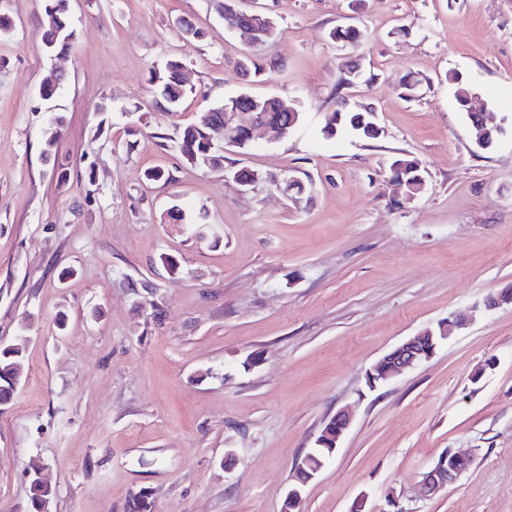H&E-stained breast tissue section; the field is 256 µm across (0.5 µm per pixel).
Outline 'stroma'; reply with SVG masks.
<instances>
[{"mask_svg": "<svg viewBox=\"0 0 512 512\" xmlns=\"http://www.w3.org/2000/svg\"><path fill=\"white\" fill-rule=\"evenodd\" d=\"M240 7L274 19V44L227 29L212 0H69L76 37L50 55L42 0H0V342L27 340L0 406V512H30L35 462L49 512H130L142 489L149 512H282L296 460L341 409L353 422L301 512H379L391 493L403 512H512V305H484L512 289V0ZM339 24L363 41L331 42ZM245 55L259 74L238 69ZM170 59L193 88L174 112L149 82ZM351 60L369 84L339 86ZM55 68L68 83L41 99ZM455 72L505 130L490 149L455 105ZM243 92L304 123L226 148L225 167L295 176L300 201L174 147L175 127ZM340 99L372 106L383 136L322 138ZM397 156L419 162L421 193L393 180ZM158 165L168 179L147 181ZM452 314L467 324L429 360L368 387L382 356ZM450 449L469 469L416 498Z\"/></svg>", "mask_w": 512, "mask_h": 512, "instance_id": "obj_1", "label": "stroma"}]
</instances>
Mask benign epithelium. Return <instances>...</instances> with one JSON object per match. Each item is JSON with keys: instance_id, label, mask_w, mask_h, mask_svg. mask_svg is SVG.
<instances>
[{"instance_id": "7a95c632", "label": "benign epithelium", "mask_w": 512, "mask_h": 512, "mask_svg": "<svg viewBox=\"0 0 512 512\" xmlns=\"http://www.w3.org/2000/svg\"><path fill=\"white\" fill-rule=\"evenodd\" d=\"M69 31L70 26L66 22H58L56 41L45 44V51L51 54L64 43L71 41L68 37ZM240 99L243 108L225 113L224 124L228 126L240 122L246 125L252 138L258 142L265 139L272 130L281 136L286 135L297 121L296 113L289 108L286 109L285 114L273 121L267 114L252 106L250 96L242 95ZM463 326V319L453 316L441 324L442 335L440 336L434 335L433 330L428 328L416 336L408 337L373 365L371 373L374 379L378 382H387L395 375L415 368L432 357L439 341L449 339ZM351 422L352 418L348 412L344 410L337 412L323 427L319 445L336 450ZM471 462V457L466 454L448 451L446 457L422 474L421 480L416 485V496L423 500L434 498L440 491L454 483L469 468ZM323 465L322 461L313 462L307 458L296 464L302 472V478L288 492L284 512H296L304 487L316 478Z\"/></svg>"}]
</instances>
